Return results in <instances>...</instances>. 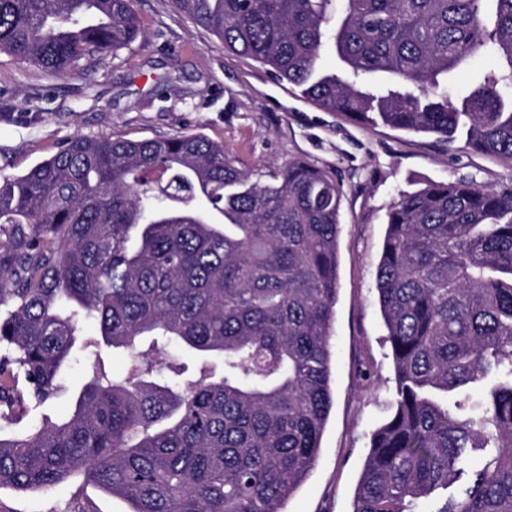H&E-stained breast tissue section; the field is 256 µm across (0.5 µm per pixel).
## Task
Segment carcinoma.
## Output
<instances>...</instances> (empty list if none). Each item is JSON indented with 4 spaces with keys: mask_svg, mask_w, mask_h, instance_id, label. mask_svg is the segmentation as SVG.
Segmentation results:
<instances>
[{
    "mask_svg": "<svg viewBox=\"0 0 512 512\" xmlns=\"http://www.w3.org/2000/svg\"><path fill=\"white\" fill-rule=\"evenodd\" d=\"M172 2L326 112L512 158V0ZM141 33L132 0H0V52L61 77ZM327 45L340 75L319 68ZM488 50L502 64L449 94ZM269 177L197 134L77 135L0 177V419L90 351L65 416L0 435V490L81 475L129 512H283L333 406L342 190L305 161ZM376 290L393 412L352 512H512V192L401 193ZM171 345L200 356L194 377L166 379Z\"/></svg>",
    "mask_w": 512,
    "mask_h": 512,
    "instance_id": "obj_1",
    "label": "carcinoma"
}]
</instances>
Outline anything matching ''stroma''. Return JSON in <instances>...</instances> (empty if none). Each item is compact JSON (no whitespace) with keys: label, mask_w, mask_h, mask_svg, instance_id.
Listing matches in <instances>:
<instances>
[{"label":"stroma","mask_w":512,"mask_h":512,"mask_svg":"<svg viewBox=\"0 0 512 512\" xmlns=\"http://www.w3.org/2000/svg\"><path fill=\"white\" fill-rule=\"evenodd\" d=\"M142 37L81 61L58 77L0 54V175L24 173L70 138L131 140L201 134L256 174L304 160L331 172L343 196L339 294L331 330L334 404L319 459L284 512H351L369 436L391 413L395 387L375 289L387 214L400 193L431 182L512 190V160L434 136L368 128L319 109L300 88L252 58L226 50L172 0H133ZM57 397L27 426L65 415L84 382L74 359ZM128 504L71 482L33 493L0 492V512H128Z\"/></svg>","instance_id":"35a3bbf8"}]
</instances>
